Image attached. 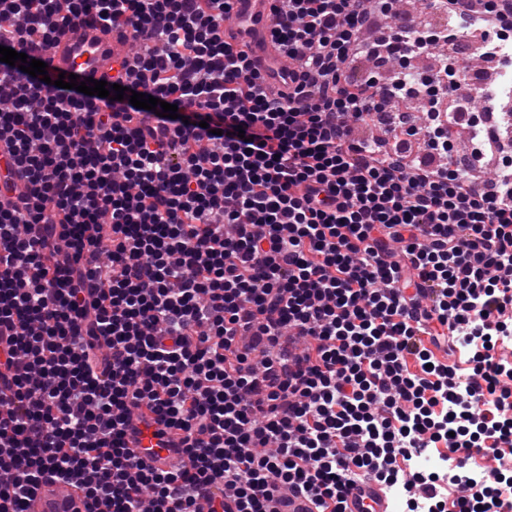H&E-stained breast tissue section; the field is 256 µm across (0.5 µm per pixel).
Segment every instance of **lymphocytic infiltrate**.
<instances>
[{
  "label": "lymphocytic infiltrate",
  "mask_w": 512,
  "mask_h": 512,
  "mask_svg": "<svg viewBox=\"0 0 512 512\" xmlns=\"http://www.w3.org/2000/svg\"><path fill=\"white\" fill-rule=\"evenodd\" d=\"M444 2L512 25V0ZM232 10L0 0V45L32 59L79 21L133 32L116 84L178 107L107 112L0 62V512L49 476L87 512H269L283 488L343 512L358 475L410 512H512V177L476 175L500 138L463 169L448 125L422 136L437 168L355 137L413 106L401 72H347L373 15L411 50L392 0H272L276 92ZM143 405L179 470L127 447ZM434 448L446 469L406 484Z\"/></svg>",
  "instance_id": "1"
}]
</instances>
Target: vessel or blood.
<instances>
[{
    "mask_svg": "<svg viewBox=\"0 0 512 512\" xmlns=\"http://www.w3.org/2000/svg\"><path fill=\"white\" fill-rule=\"evenodd\" d=\"M233 24L229 33L241 34L251 44V57L256 68L265 72L271 83H281L283 73L271 62L273 50L268 44V32L273 15L271 0H235ZM131 42L130 33L115 29L80 24L61 36L41 59L52 73H73L80 79L96 80L115 75ZM126 442L134 453L156 470H169L179 465L181 458L170 445L169 435L160 425L137 424ZM78 491L63 480L42 481L31 499L28 512H80ZM393 504L383 486L371 479L354 480L345 496V512H392Z\"/></svg>",
    "mask_w": 512,
    "mask_h": 512,
    "instance_id": "b4317fda",
    "label": "vessel or blood"
}]
</instances>
